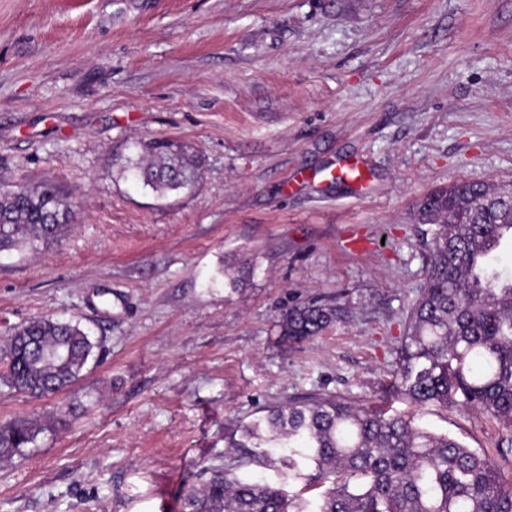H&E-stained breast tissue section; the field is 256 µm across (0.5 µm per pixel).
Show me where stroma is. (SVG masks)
I'll return each mask as SVG.
<instances>
[{
  "label": "stroma",
  "mask_w": 512,
  "mask_h": 512,
  "mask_svg": "<svg viewBox=\"0 0 512 512\" xmlns=\"http://www.w3.org/2000/svg\"><path fill=\"white\" fill-rule=\"evenodd\" d=\"M161 138L197 154L192 188L125 170ZM457 179L512 181V0H0V186L51 182L74 212L57 244L0 255V347L41 316L95 344L55 396L0 388V421L47 425L0 461V512H179L226 425L387 396L418 207ZM339 293L342 321L281 339L289 307ZM389 404L512 481V426Z\"/></svg>",
  "instance_id": "obj_1"
}]
</instances>
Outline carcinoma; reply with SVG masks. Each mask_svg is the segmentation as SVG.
Wrapping results in <instances>:
<instances>
[{
	"instance_id": "cac0c4a2",
	"label": "carcinoma",
	"mask_w": 512,
	"mask_h": 512,
	"mask_svg": "<svg viewBox=\"0 0 512 512\" xmlns=\"http://www.w3.org/2000/svg\"><path fill=\"white\" fill-rule=\"evenodd\" d=\"M125 169L159 194L190 187L198 161L170 139L137 144ZM72 205L58 188L0 191V252L37 251L62 239ZM430 225L425 283L406 313L397 348L400 382L393 394L412 405L439 403L512 424V274L488 263L512 240V182L461 179L431 191L419 205ZM341 303L288 308L281 336L300 341L340 318ZM95 344L78 323L45 316L13 330L0 348V387L31 398L54 396L81 377ZM45 427L0 423V459L36 443ZM231 464L209 465L187 486L181 512H512V481L485 455L416 423L413 414L316 396L288 401L237 424L224 436ZM257 464L291 479L314 468L329 486L315 498L278 482L243 478Z\"/></svg>"
}]
</instances>
